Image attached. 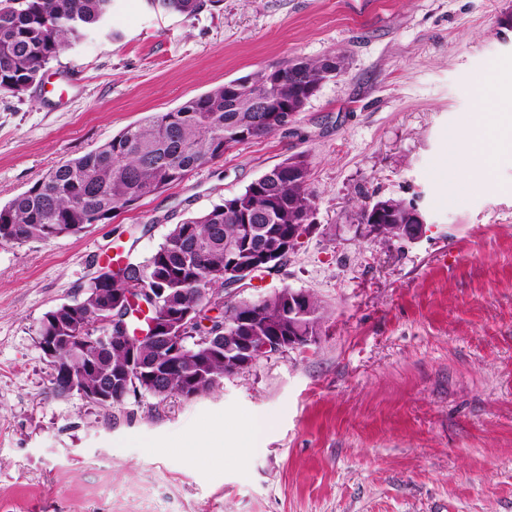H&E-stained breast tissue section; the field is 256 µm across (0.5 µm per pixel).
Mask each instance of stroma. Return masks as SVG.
Returning <instances> with one entry per match:
<instances>
[{
	"instance_id": "obj_1",
	"label": "stroma",
	"mask_w": 512,
	"mask_h": 512,
	"mask_svg": "<svg viewBox=\"0 0 512 512\" xmlns=\"http://www.w3.org/2000/svg\"><path fill=\"white\" fill-rule=\"evenodd\" d=\"M509 16L512 0H219L192 17L114 0L106 32L0 95L2 206L225 82L345 59L288 128L79 234L0 244V512H512V155L489 187L458 155L512 84ZM295 154L313 221L238 296L312 295L317 344L192 400L51 392L48 311ZM387 198L424 212L419 240L357 233L358 206Z\"/></svg>"
}]
</instances>
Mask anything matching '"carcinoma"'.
Wrapping results in <instances>:
<instances>
[{
  "label": "carcinoma",
  "instance_id": "carcinoma-1",
  "mask_svg": "<svg viewBox=\"0 0 512 512\" xmlns=\"http://www.w3.org/2000/svg\"><path fill=\"white\" fill-rule=\"evenodd\" d=\"M112 3L0 0V93L25 94L60 52L87 38L91 31L105 28ZM204 7L205 0H155L151 5L155 10L186 16H194ZM338 67L345 68V63ZM338 67L325 58L292 59L276 71L261 69L240 81L216 86L174 110L154 113L127 126L90 152L57 164L25 192L0 206V244L77 234L86 225L102 223L143 197L183 181L233 145L280 129L279 122L270 118L258 122L260 113L241 106L253 86L266 87L271 96L288 102V110L300 112L314 96L307 87L334 77ZM292 160L299 169L295 178L273 167L241 193L173 225L149 257L128 263L124 278L100 291L88 286L80 309L59 306L48 312L39 336L58 337L54 363L71 367L77 375L74 385L55 377L50 381L52 393L68 396L75 387L89 396L112 385V375L124 366L127 354L99 352L95 347L76 352L67 338L79 323L95 328L97 311L122 295L131 281L145 290L141 300L148 306L145 320L130 319L131 331L149 334L155 320L189 308L196 310L199 321L210 322L202 343L188 350L163 377L152 383L137 380L141 395L161 401L182 397L188 379L194 376L203 394L229 373L224 350L236 345L237 335L267 338L287 332L288 311L280 297L222 304L211 298L214 287H224L214 282L215 273L226 272L229 262L251 267L265 250L282 245L294 249L290 235L315 197L308 185L305 156L297 154ZM378 232L384 240L398 236L394 216L378 221ZM245 312L250 318L238 334L233 321ZM132 348L146 360L161 356L159 344L147 338L133 340Z\"/></svg>",
  "mask_w": 512,
  "mask_h": 512
}]
</instances>
